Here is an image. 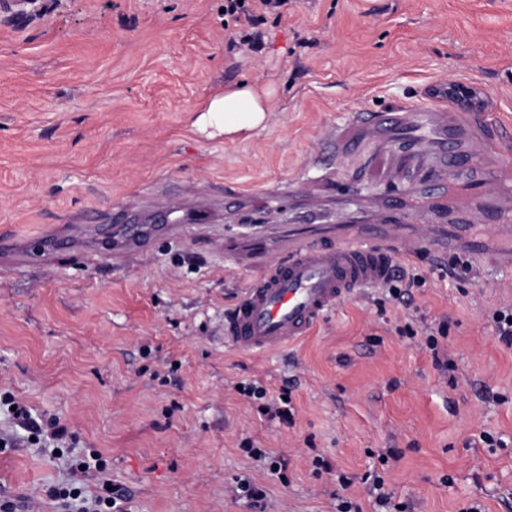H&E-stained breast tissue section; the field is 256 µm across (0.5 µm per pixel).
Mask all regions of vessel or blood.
I'll use <instances>...</instances> for the list:
<instances>
[{
    "mask_svg": "<svg viewBox=\"0 0 512 512\" xmlns=\"http://www.w3.org/2000/svg\"><path fill=\"white\" fill-rule=\"evenodd\" d=\"M496 122L491 117L475 121L467 112L444 107L421 111L399 106L393 112H356L350 127L359 140L384 142L386 138L411 134L422 155L433 160L432 175L444 181L448 173L465 166L478 168V179L464 185L469 201L461 208L459 224L375 223L303 224L289 230L279 248V257L268 265L260 279L248 283L233 310L224 319V341L244 352L277 351L306 336L340 303L366 288L382 285L391 275L397 258L429 255L447 259L465 252L475 267L512 265V207L497 205L481 211L479 224L493 225L494 237L480 233L472 224L471 203L481 200L487 186H505L512 181L507 153L494 139ZM169 213L180 223L166 225V232L179 236L185 225L206 224L210 208L204 201L167 203ZM122 254L140 256L150 247L155 227L122 224Z\"/></svg>",
    "mask_w": 512,
    "mask_h": 512,
    "instance_id": "vessel-or-blood-1",
    "label": "vessel or blood"
}]
</instances>
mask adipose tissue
<instances>
[{"label": "adipose tissue", "mask_w": 512, "mask_h": 512, "mask_svg": "<svg viewBox=\"0 0 512 512\" xmlns=\"http://www.w3.org/2000/svg\"><path fill=\"white\" fill-rule=\"evenodd\" d=\"M274 92L248 83L225 88L214 95L195 120L200 132L233 137L264 129L272 110Z\"/></svg>", "instance_id": "adipose-tissue-1"}]
</instances>
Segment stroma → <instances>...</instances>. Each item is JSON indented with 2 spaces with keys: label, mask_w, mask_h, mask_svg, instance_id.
<instances>
[{
  "label": "stroma",
  "mask_w": 512,
  "mask_h": 512,
  "mask_svg": "<svg viewBox=\"0 0 512 512\" xmlns=\"http://www.w3.org/2000/svg\"><path fill=\"white\" fill-rule=\"evenodd\" d=\"M223 6L32 0L0 12V238L14 243L0 250V395L64 421L74 451L102 454L86 491L121 486L122 512H257L246 480L274 512H336L338 491L375 512L363 478L378 471L408 512H512V348L493 322L512 306V269L460 284L415 258L405 266L423 281L406 303L374 288L285 350L224 343L225 312L275 250H257L254 232L361 224L418 187L424 167L402 143L341 166L318 152L352 111L434 104L461 81L512 144V0H299L262 25L256 52L230 48ZM244 80L275 91L267 127L197 131L210 97ZM271 183L279 198L264 195ZM151 191L208 195L212 224L113 264L108 215ZM74 224L97 237L26 257L28 238ZM442 320L433 353L422 333ZM252 382L287 393L292 422L238 392ZM0 439L13 442L0 448V500L59 512L46 491L69 479L67 455L27 442L3 407ZM390 448L400 458L382 466Z\"/></svg>",
  "instance_id": "stroma-1"
}]
</instances>
